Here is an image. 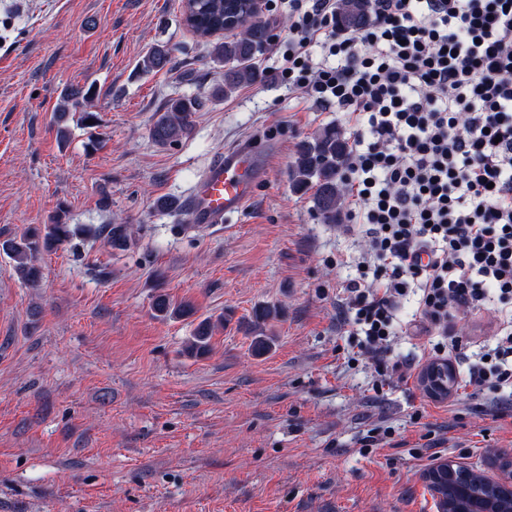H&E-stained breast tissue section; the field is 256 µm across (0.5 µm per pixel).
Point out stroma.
Listing matches in <instances>:
<instances>
[{"label":"stroma","mask_w":512,"mask_h":512,"mask_svg":"<svg viewBox=\"0 0 512 512\" xmlns=\"http://www.w3.org/2000/svg\"><path fill=\"white\" fill-rule=\"evenodd\" d=\"M288 13V0L262 11L268 81L216 97L224 68L181 0H0V235L61 207L74 230L39 256L33 286L0 253V512H437L430 452L492 478L512 454L511 403L477 409L459 374L446 399L425 392L437 337L414 330V302L391 344L403 378L379 390L371 364L349 363L339 291L359 229L322 223L291 164L320 128L354 127L280 81ZM157 43L173 49L169 69L139 75ZM86 85L97 123L72 108L59 145L55 110ZM183 93L205 101L191 134L156 144L155 114ZM256 140L265 176L242 212L191 227L157 209ZM110 224L125 244L109 242ZM160 293L195 316H157ZM260 305L279 314L257 357L242 323ZM221 315L208 351L188 355L198 320ZM377 426L387 435L361 447Z\"/></svg>","instance_id":"obj_1"}]
</instances>
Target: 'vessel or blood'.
Masks as SVG:
<instances>
[{
	"instance_id": "1",
	"label": "vessel or blood",
	"mask_w": 512,
	"mask_h": 512,
	"mask_svg": "<svg viewBox=\"0 0 512 512\" xmlns=\"http://www.w3.org/2000/svg\"><path fill=\"white\" fill-rule=\"evenodd\" d=\"M256 153L247 145L226 148L206 171L184 207L192 225L223 223L225 216L241 212L262 178Z\"/></svg>"
}]
</instances>
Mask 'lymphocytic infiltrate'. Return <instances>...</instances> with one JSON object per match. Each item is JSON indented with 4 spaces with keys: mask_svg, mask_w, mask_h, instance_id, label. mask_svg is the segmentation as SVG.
Masks as SVG:
<instances>
[{
    "mask_svg": "<svg viewBox=\"0 0 512 512\" xmlns=\"http://www.w3.org/2000/svg\"><path fill=\"white\" fill-rule=\"evenodd\" d=\"M280 76L346 113L355 137L349 217L367 249L344 305L359 354L386 363L396 312L418 297L434 353L458 348L459 309L498 300L493 345L467 357L475 392L512 390V0H372L365 29L336 26L338 0H290ZM321 47L334 62L314 66Z\"/></svg>",
    "mask_w": 512,
    "mask_h": 512,
    "instance_id": "1",
    "label": "lymphocytic infiltrate"
}]
</instances>
